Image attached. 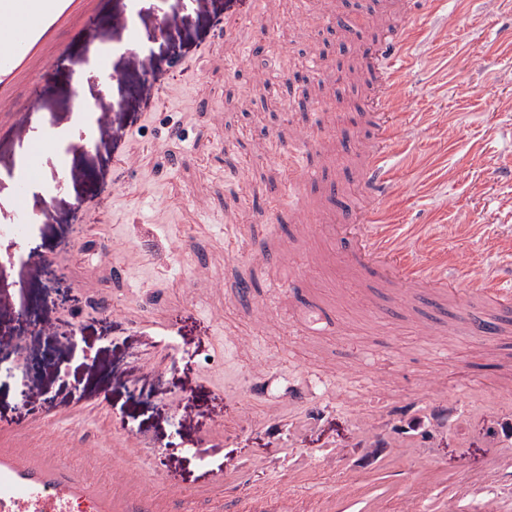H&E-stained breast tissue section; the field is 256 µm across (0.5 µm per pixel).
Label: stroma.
<instances>
[{
  "label": "stroma",
  "mask_w": 512,
  "mask_h": 512,
  "mask_svg": "<svg viewBox=\"0 0 512 512\" xmlns=\"http://www.w3.org/2000/svg\"><path fill=\"white\" fill-rule=\"evenodd\" d=\"M262 2L211 0L203 11L197 0H139L152 75L113 55L109 135L70 154L75 176L52 203L32 195L30 258L64 266V278L0 266V297L55 324L0 363V426L45 419L43 434L65 432L106 463L113 440L134 437L125 467L183 490L175 512H207L201 488L223 493L233 512L238 480L323 490L395 461L410 478L482 477L461 488L458 512H479L487 496L511 501L512 314L476 294L475 269H512V58L488 50L512 30V0H417L384 205L398 224L425 226L410 246L446 257L444 290L353 258L370 229L345 211L317 224L290 216L292 203L316 209L329 193L361 207L374 115L363 87L328 90L323 122L254 85L266 66L299 72L334 27L297 25L298 0H280L272 35L289 54L253 55V24L226 47L225 21ZM402 5L345 0L347 53L325 47L328 60L384 47L383 26L400 21ZM127 6L96 0L93 35L60 29L57 52L16 103L39 88L41 117L68 124L69 72L124 40L112 18ZM301 125L331 136L334 161L292 147ZM300 166L322 180L293 184ZM273 181L283 194L269 203ZM255 203L271 223L248 222ZM284 240L289 263L259 258ZM100 304L112 318L96 315ZM70 323L79 330L67 344Z\"/></svg>",
  "instance_id": "obj_1"
}]
</instances>
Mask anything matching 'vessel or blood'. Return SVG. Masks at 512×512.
I'll return each instance as SVG.
<instances>
[{
    "label": "vessel or blood",
    "mask_w": 512,
    "mask_h": 512,
    "mask_svg": "<svg viewBox=\"0 0 512 512\" xmlns=\"http://www.w3.org/2000/svg\"><path fill=\"white\" fill-rule=\"evenodd\" d=\"M93 4L94 0H0L1 21L21 15L31 19L12 49L0 53V133L26 137V116L38 111L42 102L32 98L25 107H16L13 85L31 79L43 65L56 29L90 12ZM414 30L411 21H404L388 36L393 47L389 56H380L374 47L368 53L376 69L368 104L376 117V141L366 156L363 181L369 202L360 213V221L373 226L374 231L360 243L357 253L380 268L401 265L409 282L434 288L447 284V276L424 273L416 261L400 263V243L381 204L389 180L383 162L395 132L393 116L410 61L408 50ZM32 433L29 427H0V512H167L168 496L140 471L115 468L109 477H101V465L91 449L75 447L63 438L59 445L66 455L60 458L34 442ZM430 505L436 512H455L447 476L426 472L406 490L388 470L380 475L350 473L337 482L331 496L288 492L259 499L246 488L240 512H424Z\"/></svg>",
    "instance_id": "1"
}]
</instances>
